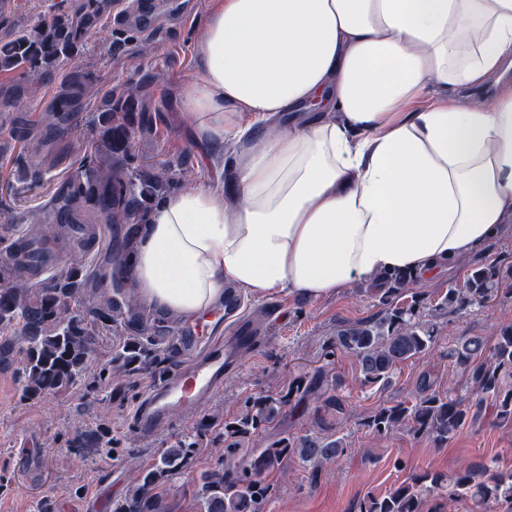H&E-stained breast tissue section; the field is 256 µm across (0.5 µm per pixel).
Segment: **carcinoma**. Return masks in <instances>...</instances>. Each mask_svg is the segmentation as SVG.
I'll return each mask as SVG.
<instances>
[{
    "instance_id": "carcinoma-1",
    "label": "carcinoma",
    "mask_w": 512,
    "mask_h": 512,
    "mask_svg": "<svg viewBox=\"0 0 512 512\" xmlns=\"http://www.w3.org/2000/svg\"><path fill=\"white\" fill-rule=\"evenodd\" d=\"M99 9L97 0H61L58 12L49 22L39 19L26 29L0 39V71L21 72L30 77L58 69L76 55L79 44L88 35L90 21ZM142 85H126L118 95L108 94L103 112L97 118L101 144L89 161L78 168L76 181L70 183L69 205H92L102 212L107 223L130 224L142 203L165 195L175 180L191 181L194 170L182 157L169 162L161 172L139 176V183H125L114 165L113 154L129 153L134 132V112ZM95 94L94 87L74 75L61 83L55 108L45 113L41 133L55 132L65 115L85 97ZM505 272L496 266L473 268L462 288H450L437 308L448 312L481 307L503 292ZM0 329L20 326L25 346L19 349L24 364L22 395L26 399L43 398L74 390L84 384L86 372L97 352L98 338L112 333L116 319L111 316L112 299L95 308L96 320L90 321L74 311L68 301L84 293L86 275L79 262H73L49 287L32 283L29 268L23 263H0ZM380 289V301L386 308L365 321L340 324L326 356L334 352L355 358L362 385L387 388L395 371L410 360L429 354L435 344L434 329L417 311V301L392 307L388 298L400 292L405 278L386 279ZM170 354L141 336L117 337L101 372L94 382L118 392L131 384L143 367L168 362ZM448 364L466 376L469 390L458 392L453 386L441 391L437 379L425 370L416 379L413 390L399 401L380 405L366 419L365 426L380 437L406 430L427 437L441 447L453 439L464 425L479 417L482 407L490 405L500 423L512 422V326L498 336L465 335L448 345ZM333 368L326 364L310 376H298L287 391L258 398L248 397L237 412L224 418V432L216 439L224 443L220 468L201 475L195 491V512H263L269 493L265 475L286 460L312 469V476L348 452L346 437L335 433L280 438L261 448L249 449L250 460L237 463L242 446L273 423L293 397H311L319 402L317 424L346 412L345 402L330 384ZM198 434L163 449L151 462L143 464L124 497L112 504V512H166L167 484L187 464L197 448ZM118 445L108 426L97 423L78 432L72 447L78 455H109ZM442 489L448 505L459 501L471 504L470 512H512V472L500 471L494 461L463 462L450 474L424 470L382 496L367 495L354 512H422L423 493Z\"/></svg>"
}]
</instances>
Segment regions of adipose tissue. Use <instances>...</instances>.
Wrapping results in <instances>:
<instances>
[{
    "instance_id": "adipose-tissue-1",
    "label": "adipose tissue",
    "mask_w": 512,
    "mask_h": 512,
    "mask_svg": "<svg viewBox=\"0 0 512 512\" xmlns=\"http://www.w3.org/2000/svg\"><path fill=\"white\" fill-rule=\"evenodd\" d=\"M206 32L182 105L205 143L257 147L136 230L151 310L197 318L228 282L316 300L423 281L512 220V0H219ZM491 79L490 104L409 108Z\"/></svg>"
}]
</instances>
